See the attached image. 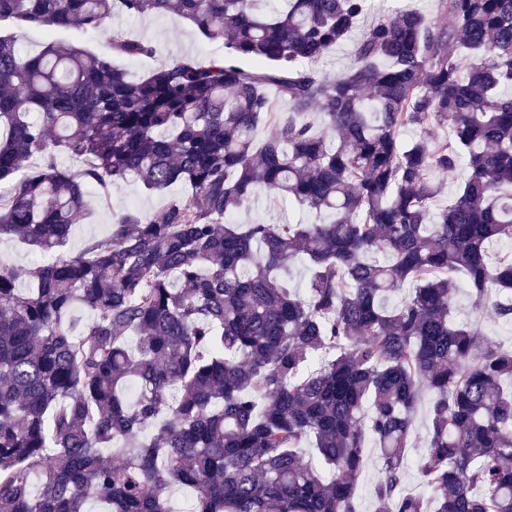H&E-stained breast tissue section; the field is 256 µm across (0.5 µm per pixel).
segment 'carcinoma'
Masks as SVG:
<instances>
[{
    "mask_svg": "<svg viewBox=\"0 0 512 512\" xmlns=\"http://www.w3.org/2000/svg\"><path fill=\"white\" fill-rule=\"evenodd\" d=\"M368 6L0 0V237L47 256L23 280L0 265V512H177L176 487L187 512H359L371 452L372 512H512V348L452 320L463 278L512 323V252L487 264L512 242V0L383 14L346 72L311 69ZM119 15L176 16L224 56L134 80L114 58L150 41L29 55L14 32ZM129 178L189 195L116 211ZM90 187L110 231L71 252ZM262 194L313 220L237 223ZM429 404V395L423 392L417 409L416 415V435L410 448L408 463L406 468L405 486L407 490H419V476L416 469V461L423 451L427 435V408ZM379 468L380 464L376 458H368L358 490V501L361 512H369L368 509L373 500Z\"/></svg>",
    "mask_w": 512,
    "mask_h": 512,
    "instance_id": "carcinoma-1",
    "label": "carcinoma"
}]
</instances>
